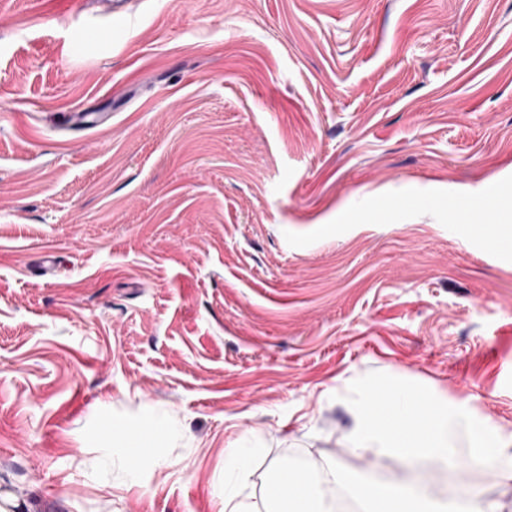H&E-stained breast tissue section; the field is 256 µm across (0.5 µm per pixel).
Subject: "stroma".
Wrapping results in <instances>:
<instances>
[{
	"instance_id": "35a3bbf8",
	"label": "stroma",
	"mask_w": 512,
	"mask_h": 512,
	"mask_svg": "<svg viewBox=\"0 0 512 512\" xmlns=\"http://www.w3.org/2000/svg\"><path fill=\"white\" fill-rule=\"evenodd\" d=\"M0 0V496L224 512L288 458L334 496L349 385L416 381L512 434V0ZM111 113L65 129V113ZM167 416L129 473L103 436ZM342 484H335L333 471ZM251 452V448L232 446L224 454L225 512H261L256 504L247 503L239 498V487L250 467Z\"/></svg>"
}]
</instances>
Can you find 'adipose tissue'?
Masks as SVG:
<instances>
[{"label":"adipose tissue","instance_id":"obj_1","mask_svg":"<svg viewBox=\"0 0 512 512\" xmlns=\"http://www.w3.org/2000/svg\"><path fill=\"white\" fill-rule=\"evenodd\" d=\"M173 432L167 419L158 418L146 426L114 423L107 426L104 436L126 448L129 460L135 462L146 449L165 447ZM250 462V449L234 446L225 452L224 512H333L322 482L295 463L272 466L262 504L245 502L239 487ZM348 492L363 512H504L501 502L485 497L464 495L440 500L425 482L414 489H383L369 482H357L349 486Z\"/></svg>","mask_w":512,"mask_h":512}]
</instances>
